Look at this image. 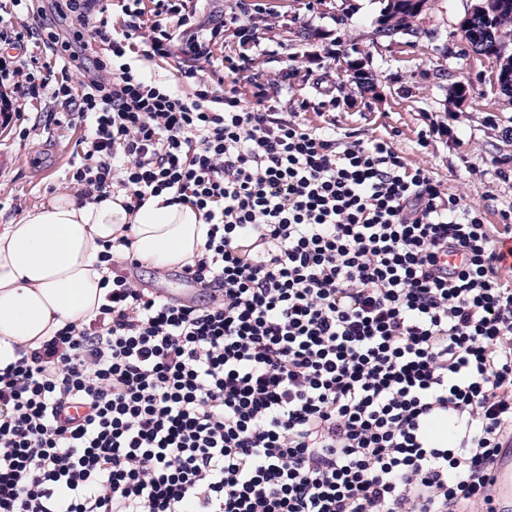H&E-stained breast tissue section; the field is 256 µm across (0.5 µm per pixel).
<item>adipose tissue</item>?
<instances>
[{
    "mask_svg": "<svg viewBox=\"0 0 512 512\" xmlns=\"http://www.w3.org/2000/svg\"><path fill=\"white\" fill-rule=\"evenodd\" d=\"M125 194L102 201L59 193L46 205L0 226V363L19 350L39 348L65 324L83 328L108 292L99 257L112 244L116 259L133 252L144 266H182L199 258L208 226L188 204L169 194L150 198L136 212ZM132 240L120 246V238Z\"/></svg>",
    "mask_w": 512,
    "mask_h": 512,
    "instance_id": "adipose-tissue-1",
    "label": "adipose tissue"
}]
</instances>
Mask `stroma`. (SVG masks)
Here are the masks:
<instances>
[{
    "label": "stroma",
    "instance_id": "obj_1",
    "mask_svg": "<svg viewBox=\"0 0 512 512\" xmlns=\"http://www.w3.org/2000/svg\"><path fill=\"white\" fill-rule=\"evenodd\" d=\"M241 24L251 28L257 46L240 45L236 26L224 28V41L213 61L185 63L132 54L134 67L192 94L199 81L236 89L247 108H256L252 82L268 91L276 111L299 113L301 121L335 125L338 132L370 140L394 137L409 163L428 168L444 191L483 206L486 221L499 223L501 209L512 206V177L499 174L512 158V97L495 84V65L467 47L460 27L475 0H427L415 43L378 36L384 0H249ZM244 65L247 80L234 81L219 60ZM362 63L368 81L358 86L353 63ZM194 77H187V70ZM336 99L323 113L301 111L316 101L320 86ZM50 101L20 118H0V225L15 223L25 212L61 192H74L67 179L82 157L79 124L45 126ZM449 129L417 140L430 123Z\"/></svg>",
    "mask_w": 512,
    "mask_h": 512
}]
</instances>
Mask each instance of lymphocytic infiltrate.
<instances>
[{
	"instance_id": "lymphocytic-infiltrate-1",
	"label": "lymphocytic infiltrate",
	"mask_w": 512,
	"mask_h": 512,
	"mask_svg": "<svg viewBox=\"0 0 512 512\" xmlns=\"http://www.w3.org/2000/svg\"><path fill=\"white\" fill-rule=\"evenodd\" d=\"M153 2L148 25L142 0H53L52 20L86 34L39 26L60 69L8 55L0 83L85 127L81 200L122 192L135 211L169 192L202 213L205 252L183 275L205 298L141 287L136 259L104 250L98 315L0 367V512H494L512 208L486 223L393 139L142 75L135 47L196 61L224 31L186 0ZM436 420L451 443L429 437Z\"/></svg>"
}]
</instances>
